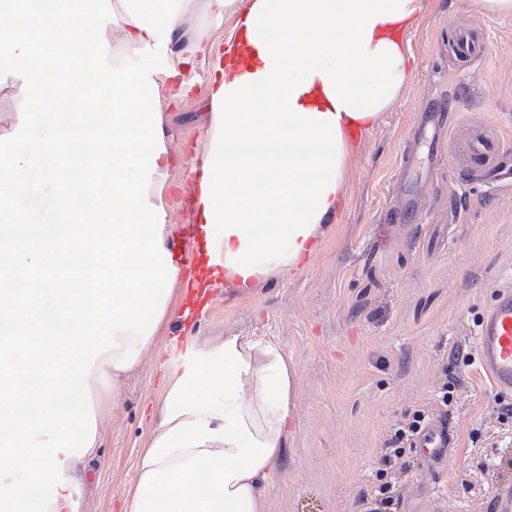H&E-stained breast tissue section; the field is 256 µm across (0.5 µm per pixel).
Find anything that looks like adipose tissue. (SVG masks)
<instances>
[{
  "instance_id": "1",
  "label": "adipose tissue",
  "mask_w": 512,
  "mask_h": 512,
  "mask_svg": "<svg viewBox=\"0 0 512 512\" xmlns=\"http://www.w3.org/2000/svg\"><path fill=\"white\" fill-rule=\"evenodd\" d=\"M188 2L0 7V78L33 89L0 139V512H81L110 393L155 346L176 288L248 291L309 264L355 141L408 77L405 36L422 11V0H200L196 13ZM200 15L235 16L225 45L200 34ZM109 25L131 54L114 52ZM89 31L90 53L76 55ZM205 58L193 270L165 221L176 159L161 113L189 97ZM105 87L111 111L85 113ZM183 357L123 512H267L261 487L292 426L295 367L238 336L185 342Z\"/></svg>"
}]
</instances>
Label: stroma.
Wrapping results in <instances>:
<instances>
[{
	"label": "stroma",
	"instance_id": "1",
	"mask_svg": "<svg viewBox=\"0 0 512 512\" xmlns=\"http://www.w3.org/2000/svg\"><path fill=\"white\" fill-rule=\"evenodd\" d=\"M459 29L482 40L483 56L455 55ZM406 39L410 76L357 141L319 253L248 292L214 287L195 305L178 290L191 313L170 321L124 379L82 512H123L157 426L152 409L182 369L171 340L208 347L227 336L275 342L298 374L294 426L264 489L269 512H360L391 426L457 375L451 456L436 474L406 450L402 512H491L482 467L512 457V429L496 421L512 393L475 360V333L496 293L512 289V178L488 184L463 151L475 125L512 146V15L485 13L477 0H424ZM195 75L193 94L163 114L175 152L201 144L208 125L210 61ZM439 96L450 111L434 126L425 107ZM163 200L169 223H193L185 168L170 170Z\"/></svg>",
	"mask_w": 512,
	"mask_h": 512
}]
</instances>
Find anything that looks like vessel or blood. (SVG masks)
Segmentation results:
<instances>
[{"mask_svg": "<svg viewBox=\"0 0 512 512\" xmlns=\"http://www.w3.org/2000/svg\"><path fill=\"white\" fill-rule=\"evenodd\" d=\"M504 146L484 131H473L467 145L468 159L474 169L498 171ZM478 360L492 384L501 391H512V290L501 292L487 308L477 333ZM452 435L445 419H432L415 439L420 448L423 468L433 471L444 467Z\"/></svg>", "mask_w": 512, "mask_h": 512, "instance_id": "1", "label": "vessel or blood"}]
</instances>
